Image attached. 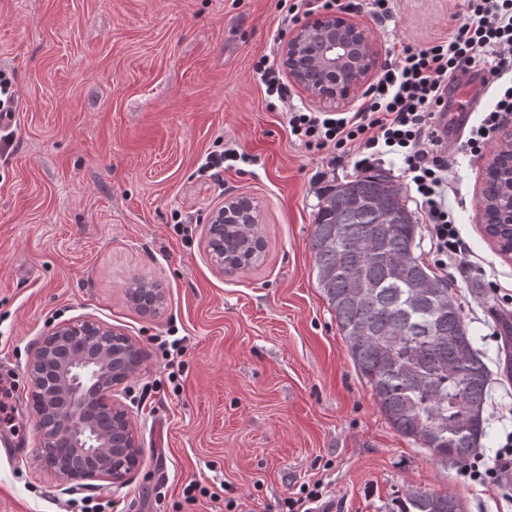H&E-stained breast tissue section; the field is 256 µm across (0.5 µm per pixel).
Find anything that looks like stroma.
Here are the masks:
<instances>
[{
	"instance_id": "stroma-1",
	"label": "stroma",
	"mask_w": 512,
	"mask_h": 512,
	"mask_svg": "<svg viewBox=\"0 0 512 512\" xmlns=\"http://www.w3.org/2000/svg\"><path fill=\"white\" fill-rule=\"evenodd\" d=\"M346 19L376 54L448 35L460 0H369ZM279 0H0V78L14 93L0 130V386L14 422L29 419L27 363L52 328L95 319L143 352L115 396L131 415L141 466L125 484H63L41 466L37 431L0 452V512H282L320 487L333 512H387L408 491L445 494L465 512H512V481L482 485L386 421L356 370L319 288L310 248L318 194L355 177L352 163L292 136L270 105L261 56L283 70ZM289 82L291 106L347 112ZM233 150L220 178L207 154ZM448 205L470 266L448 283L491 371L480 468L512 439V260L482 224L486 159L448 137ZM246 197L265 241L255 265L220 271L208 218ZM135 275L160 284L164 306L142 314ZM178 340L166 360L158 339ZM201 492L187 500L184 489Z\"/></svg>"
}]
</instances>
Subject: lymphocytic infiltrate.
<instances>
[{"label": "lymphocytic infiltrate", "instance_id": "f902f5d3", "mask_svg": "<svg viewBox=\"0 0 512 512\" xmlns=\"http://www.w3.org/2000/svg\"><path fill=\"white\" fill-rule=\"evenodd\" d=\"M463 20L448 39L420 49L402 48L362 95L355 110L333 116L289 110L292 135L306 146L332 149L337 157L363 148L371 156L395 154L403 160L428 223L430 251L439 268L465 262L464 239L448 207V159L436 125L448 103V81L472 66L483 67L500 90L493 107L460 145L463 153L484 156L502 115L512 112V0H463Z\"/></svg>", "mask_w": 512, "mask_h": 512}]
</instances>
